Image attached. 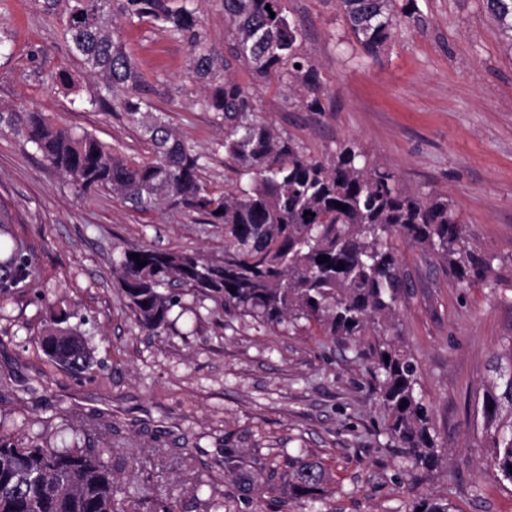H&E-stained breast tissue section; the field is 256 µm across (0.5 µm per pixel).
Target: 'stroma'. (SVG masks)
Masks as SVG:
<instances>
[{
    "mask_svg": "<svg viewBox=\"0 0 512 512\" xmlns=\"http://www.w3.org/2000/svg\"><path fill=\"white\" fill-rule=\"evenodd\" d=\"M68 4L48 12L42 0H0V106L41 110L129 159H150L123 112L90 107L102 85L62 37ZM283 4L319 70L324 109L307 111L301 91L256 83L233 63L228 74L253 88L256 112L312 156L354 142L406 191L447 197L474 248L495 258L489 281L463 285L439 256L398 247L409 287L397 342L419 365L441 465L411 469L391 447L372 363L351 343L230 316L186 288L164 332L140 327L118 290L119 250L150 245L220 261L223 225L80 193L9 134H0V204L36 273L0 303V432L110 449L130 508L147 496L180 512H271L270 495L240 475L273 468L280 496L288 460L310 457L329 473L325 494L313 505L290 501V512H408L417 495L448 499L455 512H512V484L486 463L481 414L489 361L512 336V38L483 0H415L371 58L338 0ZM116 27L155 105L203 154V181L233 188L240 177L224 158L223 127L200 104L188 43L146 20L120 17ZM58 300L84 319L89 373L49 367L39 350Z\"/></svg>",
    "mask_w": 512,
    "mask_h": 512,
    "instance_id": "35a3bbf8",
    "label": "stroma"
}]
</instances>
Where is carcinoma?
Segmentation results:
<instances>
[{"label":"carcinoma","mask_w":512,"mask_h":512,"mask_svg":"<svg viewBox=\"0 0 512 512\" xmlns=\"http://www.w3.org/2000/svg\"><path fill=\"white\" fill-rule=\"evenodd\" d=\"M283 0H224L234 27L229 53L259 79L275 75L306 90L305 107L322 112L316 65L300 49V33ZM340 0L351 32L375 57L389 42L414 0ZM486 10L512 33V0H485ZM71 0L65 41L106 91L126 88L92 105L122 111L152 146L147 162L127 159L89 132L52 122L39 110L0 107V131L32 144L43 159L81 193H110L138 211L162 205L224 225V261L150 245L120 253L119 290L150 332H160L179 304L172 287L189 288L261 324L293 326L305 320L325 336L352 339L373 361L374 392L386 414L390 441L414 469L442 461L428 407L418 392L412 358L389 339L397 330V305L405 280L395 240L442 256L463 284L486 281L494 258L473 250L466 225L437 195L400 187L395 173L369 163L355 143L320 157L277 133L254 112L253 92L227 75L229 62L208 42L192 0ZM275 16H270V13ZM148 20L187 41L191 72L206 92L202 107L224 126V156L249 177L244 188L217 194L202 180L203 155L170 128L168 115L145 96L144 80L115 36L114 17ZM339 205H334V202ZM347 210H342V207ZM309 215H304V212ZM139 254V258L131 254ZM328 256L324 263L317 262ZM146 262L138 267L136 260ZM344 268L338 270V263ZM35 274L28 257L12 246L0 261V302ZM75 309L52 307L38 338L47 361L82 371L91 365L87 338ZM482 401L483 434L501 479L512 482V336L490 365ZM110 448H58L0 435V512H130L119 497ZM288 494L316 501L326 471L309 458L288 462ZM408 512H451L448 501L420 496Z\"/></svg>","instance_id":"cac0c4a2"}]
</instances>
